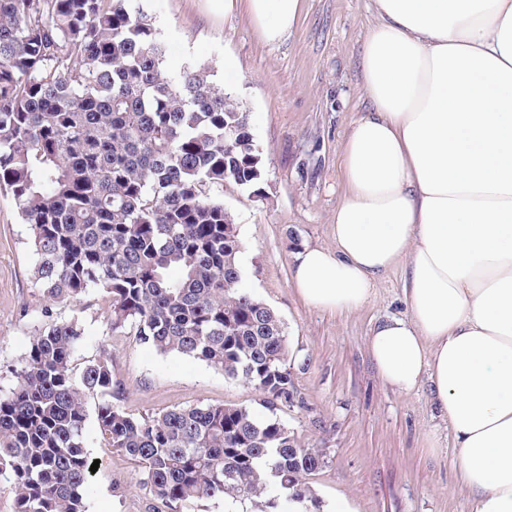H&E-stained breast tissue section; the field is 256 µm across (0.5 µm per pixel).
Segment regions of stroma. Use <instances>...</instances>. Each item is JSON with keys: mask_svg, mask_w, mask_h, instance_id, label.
Instances as JSON below:
<instances>
[{"mask_svg": "<svg viewBox=\"0 0 512 512\" xmlns=\"http://www.w3.org/2000/svg\"><path fill=\"white\" fill-rule=\"evenodd\" d=\"M167 48L164 68L208 67L224 82V57L240 75L226 90L249 114L263 161L262 194L228 183L216 189L234 216L242 286L286 326L288 368L297 397L268 411L260 393L204 362L163 354L132 333H112V300L96 292L80 304L50 305L33 284L29 230L0 189V393L27 353L37 317L53 306L59 319L78 318L84 332L75 365L112 355L134 417L206 405L275 414L302 446L323 449L327 462L310 478L323 507L344 501L350 512H472L451 468L456 454L447 421L428 386L401 393L385 386L367 348L372 325L406 315L403 269L375 286L365 307L330 313L308 307L292 286V255L307 243L333 247L336 206L346 192L342 146L353 119L369 108L359 81V55L373 20L370 0H301L298 26L277 45L265 44L244 13L212 11L209 0H145ZM86 453L99 463L84 490L87 512H160L139 485L137 465L105 446L95 424Z\"/></svg>", "mask_w": 512, "mask_h": 512, "instance_id": "stroma-1", "label": "stroma"}]
</instances>
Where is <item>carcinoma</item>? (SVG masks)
<instances>
[{"label": "carcinoma", "instance_id": "1", "mask_svg": "<svg viewBox=\"0 0 512 512\" xmlns=\"http://www.w3.org/2000/svg\"><path fill=\"white\" fill-rule=\"evenodd\" d=\"M137 0H0V188L30 230L34 283L54 303L112 298V332L198 359L292 404L287 334L241 286L235 218L211 190L261 192L248 114L205 67L164 70ZM83 332L41 311L0 395V476L15 512H85L86 423L140 468L171 512L249 501L321 512L307 479L325 465L286 424L209 405L135 418L109 356L72 358ZM94 407H89V402Z\"/></svg>", "mask_w": 512, "mask_h": 512}]
</instances>
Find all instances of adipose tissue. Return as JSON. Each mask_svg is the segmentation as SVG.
Segmentation results:
<instances>
[{"instance_id":"adipose-tissue-1","label":"adipose tissue","mask_w":512,"mask_h":512,"mask_svg":"<svg viewBox=\"0 0 512 512\" xmlns=\"http://www.w3.org/2000/svg\"><path fill=\"white\" fill-rule=\"evenodd\" d=\"M280 43L301 0H214ZM371 105L343 144L334 247L294 254L306 304L351 312L403 265L404 316L371 328L399 392L429 383L473 512H512V0H372Z\"/></svg>"}]
</instances>
